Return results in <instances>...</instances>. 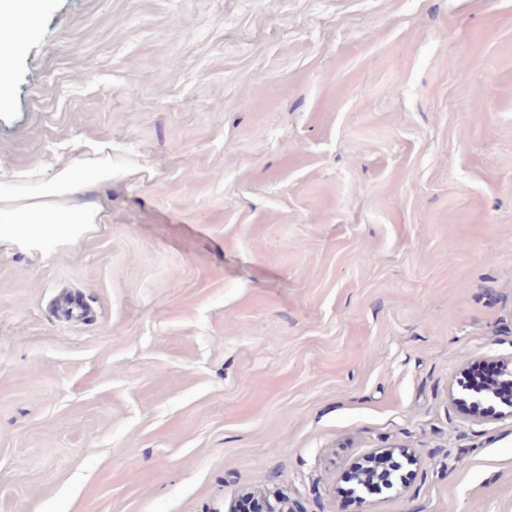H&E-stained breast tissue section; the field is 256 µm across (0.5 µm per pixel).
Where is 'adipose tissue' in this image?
Segmentation results:
<instances>
[{"mask_svg": "<svg viewBox=\"0 0 512 512\" xmlns=\"http://www.w3.org/2000/svg\"><path fill=\"white\" fill-rule=\"evenodd\" d=\"M44 0H0V97L4 96L13 57L25 36L39 24ZM54 176L43 180L40 168L0 170V241L26 251L64 245L104 221V208L89 199L93 187L112 182L111 144L89 139L78 154H58Z\"/></svg>", "mask_w": 512, "mask_h": 512, "instance_id": "adipose-tissue-1", "label": "adipose tissue"}]
</instances>
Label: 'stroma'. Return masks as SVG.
<instances>
[{"label": "stroma", "mask_w": 512, "mask_h": 512, "mask_svg": "<svg viewBox=\"0 0 512 512\" xmlns=\"http://www.w3.org/2000/svg\"><path fill=\"white\" fill-rule=\"evenodd\" d=\"M47 3L0 168L114 176L0 245V512H512V417L450 397L512 355V0ZM52 179L41 167L0 169V242L42 252L88 234L104 224V208L88 198L93 187L112 184V145L88 139L74 154H57L48 163Z\"/></svg>", "instance_id": "1"}]
</instances>
